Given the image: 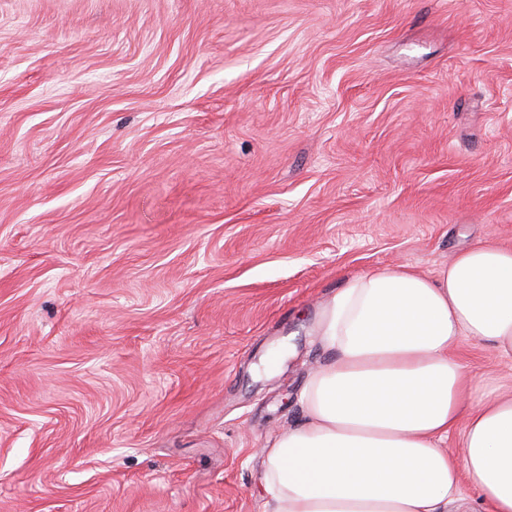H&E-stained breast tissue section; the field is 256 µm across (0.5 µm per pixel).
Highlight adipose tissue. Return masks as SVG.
<instances>
[{
	"mask_svg": "<svg viewBox=\"0 0 512 512\" xmlns=\"http://www.w3.org/2000/svg\"><path fill=\"white\" fill-rule=\"evenodd\" d=\"M318 334L331 357L301 388L305 420L261 451L268 512H512V389L457 357L477 341L512 358V248L356 275Z\"/></svg>",
	"mask_w": 512,
	"mask_h": 512,
	"instance_id": "1",
	"label": "adipose tissue"
}]
</instances>
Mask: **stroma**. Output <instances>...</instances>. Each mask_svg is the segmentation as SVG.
I'll return each instance as SVG.
<instances>
[{
    "label": "stroma",
    "mask_w": 512,
    "mask_h": 512,
    "mask_svg": "<svg viewBox=\"0 0 512 512\" xmlns=\"http://www.w3.org/2000/svg\"><path fill=\"white\" fill-rule=\"evenodd\" d=\"M490 236L512 0H0V512H266L322 304Z\"/></svg>",
    "instance_id": "stroma-1"
}]
</instances>
